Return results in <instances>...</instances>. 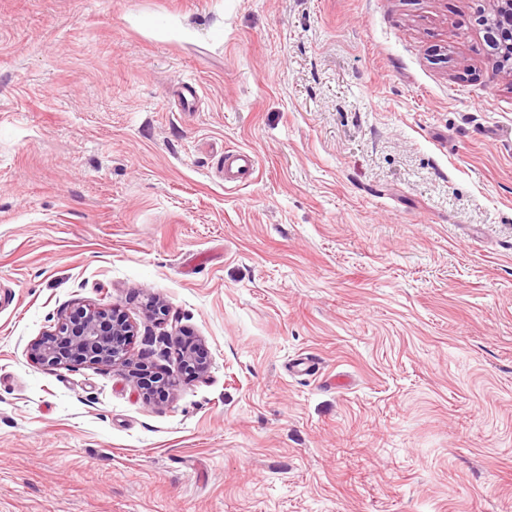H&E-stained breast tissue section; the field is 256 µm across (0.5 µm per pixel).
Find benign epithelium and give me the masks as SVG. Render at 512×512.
Returning a JSON list of instances; mask_svg holds the SVG:
<instances>
[{"mask_svg": "<svg viewBox=\"0 0 512 512\" xmlns=\"http://www.w3.org/2000/svg\"><path fill=\"white\" fill-rule=\"evenodd\" d=\"M490 55L502 62L512 55V0H492V16L484 19ZM132 325L115 310L92 305L81 306L60 315L54 330L28 344L34 363L57 368L74 362L121 369L139 381L144 369L135 368L129 345ZM181 370L206 372V357L200 347H184L180 352Z\"/></svg>", "mask_w": 512, "mask_h": 512, "instance_id": "benign-epithelium-1", "label": "benign epithelium"}]
</instances>
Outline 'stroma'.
<instances>
[{
	"mask_svg": "<svg viewBox=\"0 0 512 512\" xmlns=\"http://www.w3.org/2000/svg\"><path fill=\"white\" fill-rule=\"evenodd\" d=\"M490 13L0 0V512H512V66ZM228 147L252 178L225 182ZM83 304L126 316L149 372L177 370L147 345L169 332L206 373L148 399L121 370L32 363Z\"/></svg>",
	"mask_w": 512,
	"mask_h": 512,
	"instance_id": "35a3bbf8",
	"label": "stroma"
}]
</instances>
